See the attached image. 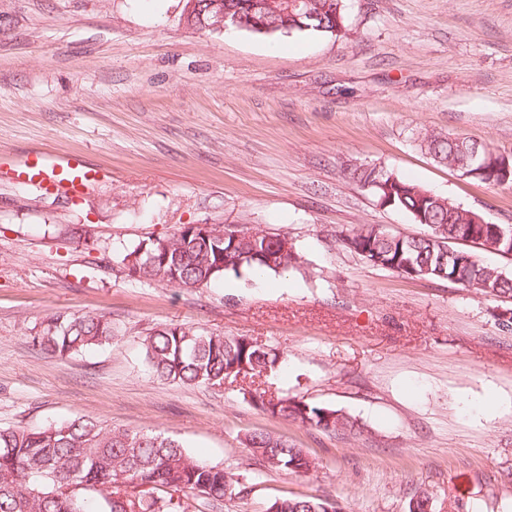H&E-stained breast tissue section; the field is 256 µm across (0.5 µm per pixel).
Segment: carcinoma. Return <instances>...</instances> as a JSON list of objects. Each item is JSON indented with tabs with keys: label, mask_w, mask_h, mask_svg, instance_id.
<instances>
[{
	"label": "carcinoma",
	"mask_w": 512,
	"mask_h": 512,
	"mask_svg": "<svg viewBox=\"0 0 512 512\" xmlns=\"http://www.w3.org/2000/svg\"><path fill=\"white\" fill-rule=\"evenodd\" d=\"M253 0H198L200 13L187 24L200 28L212 24L221 9L239 15L243 29L261 34L312 33L341 36L346 33L345 0H306L305 11L289 0H263L252 10ZM264 18L270 29L250 26ZM423 146L438 163H462L473 142L459 137L427 133ZM375 166L351 170L352 179L377 202L409 214L426 226L422 235L390 233L378 224H363L340 236L341 244L375 267L411 278L450 281L475 292L512 298V277L499 267L483 263L474 249L512 256L511 224H474L471 210L433 194L421 185L386 171L385 191L374 186ZM456 241L473 248H452ZM298 253L288 236L256 230L246 224L224 228V238L200 230L174 233L142 241L129 249L122 262L129 272L179 288H203L232 273L239 277L256 271H286ZM112 321L96 315L55 313L45 317L33 343L55 357H66L112 342ZM146 358L162 380L185 385L224 387V380L254 375L281 363V356L252 341L221 334L199 333L181 326H165L144 339ZM251 400L267 414L301 423L322 432L361 430L356 418L334 407L307 403L295 397L249 392ZM255 454L268 457L270 468L307 473L315 463L287 440L265 432L245 439ZM131 482L147 487L129 496L121 486ZM242 478L224 468L192 457L176 440L160 434L107 428L93 419L49 423L36 429L0 428V512H173V494L204 495L206 506L217 509L226 487ZM277 512H341L316 499L285 498L268 508Z\"/></svg>",
	"instance_id": "cac0c4a2"
}]
</instances>
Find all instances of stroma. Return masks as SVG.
I'll use <instances>...</instances> for the list:
<instances>
[{
    "instance_id": "35a3bbf8",
    "label": "stroma",
    "mask_w": 512,
    "mask_h": 512,
    "mask_svg": "<svg viewBox=\"0 0 512 512\" xmlns=\"http://www.w3.org/2000/svg\"><path fill=\"white\" fill-rule=\"evenodd\" d=\"M344 36L194 29L185 0H0V153L82 155L78 198L0 180V427L89 415L160 433L243 475L223 512L316 498L343 512H512V299L369 264L339 232L424 225L380 207L349 169L381 165L493 224L512 183L435 163L434 130L512 155V0H346ZM287 234L291 289L226 275L205 288L129 276L125 251L184 224ZM55 312L112 319L109 346L32 342ZM181 325L280 352L256 387L342 409L324 434L261 411L243 381L157 378L142 342ZM315 462L271 469L249 432Z\"/></svg>"
}]
</instances>
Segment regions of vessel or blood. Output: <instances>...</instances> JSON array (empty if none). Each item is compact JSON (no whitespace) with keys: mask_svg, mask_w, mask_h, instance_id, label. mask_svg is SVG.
<instances>
[{"mask_svg":"<svg viewBox=\"0 0 512 512\" xmlns=\"http://www.w3.org/2000/svg\"><path fill=\"white\" fill-rule=\"evenodd\" d=\"M7 176L17 183L46 185L72 196L82 195L97 182L99 172L77 154H32L10 160Z\"/></svg>","mask_w":512,"mask_h":512,"instance_id":"b4317fda","label":"vessel or blood"}]
</instances>
